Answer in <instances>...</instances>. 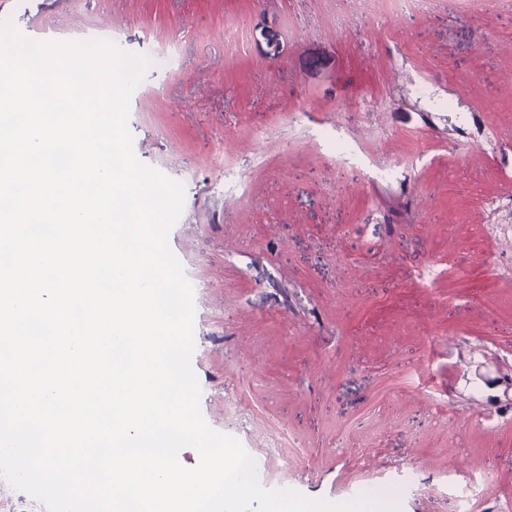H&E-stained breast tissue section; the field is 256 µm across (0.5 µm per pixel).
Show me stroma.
<instances>
[{"mask_svg":"<svg viewBox=\"0 0 512 512\" xmlns=\"http://www.w3.org/2000/svg\"><path fill=\"white\" fill-rule=\"evenodd\" d=\"M3 24L148 59L128 130L184 186L201 413L267 488L512 512V0H0Z\"/></svg>","mask_w":512,"mask_h":512,"instance_id":"obj_1","label":"stroma"}]
</instances>
